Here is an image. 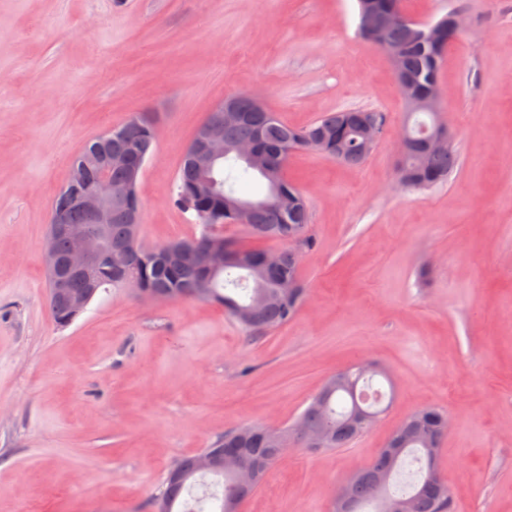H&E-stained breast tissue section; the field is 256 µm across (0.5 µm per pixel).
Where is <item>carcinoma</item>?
Listing matches in <instances>:
<instances>
[{
  "mask_svg": "<svg viewBox=\"0 0 512 512\" xmlns=\"http://www.w3.org/2000/svg\"><path fill=\"white\" fill-rule=\"evenodd\" d=\"M404 0H357L358 19L363 39L374 45L381 38V49L393 50L400 55L401 68L426 105L407 108L408 122L403 132L409 145L401 156L399 178L402 185L413 191H422L448 181L457 164V155L449 142L448 125L439 118L432 103L439 74L445 60L448 37L453 34L450 11L436 20L415 24L409 17L393 25L386 24L391 11L402 12ZM237 106L245 113L240 122L224 123V143L233 144L261 137L263 153L282 165H287L290 150L313 149L320 154L348 165L362 164L372 150L360 134V128L370 117L367 110L329 112L305 126H290L279 121L273 113L254 106L246 95L237 96ZM157 119L145 112L136 123L119 127V136L110 140L108 150L132 151L143 155L155 152ZM442 136V144L432 151L420 150V139L428 134ZM76 157L86 163L85 186L93 188L98 180L97 166L89 159L91 144ZM265 175L243 163L232 153L224 155L223 166L213 174L224 195L240 198L235 189L239 174ZM202 174L188 159L183 158L175 187V203L194 213L200 234L185 243L204 252L211 247H222L224 252L243 253L250 260L227 262L224 270L210 271L202 262L183 265L168 253L173 243L145 247L138 242L139 225L129 219L128 207H112V223L108 225V238L112 250L101 255L88 278H74L66 287L74 292L95 298L103 288H120L128 284L148 299L194 298L216 302L236 321L245 337L256 339L290 322L304 300L305 289L300 284V259L293 244L309 249L313 245L306 235L310 222L308 205L301 193L288 181L277 188L266 184L260 198L246 199L253 205L242 227L250 235L273 238L285 244L280 264L275 268L258 271L255 258L261 250L247 247L219 232L226 224L238 219L221 216V202L205 191ZM49 314L60 327L72 324L79 314L48 301ZM375 375L360 376L354 370L342 371L328 380L323 390L315 394L304 411L287 429L270 430L261 426H246L217 440L206 451L221 456L227 448L241 455L265 461L271 467L278 461L277 449L286 443L307 447V439L323 437L322 448H345L361 436L366 428L352 417L355 407L383 410L382 400L365 399V388L374 382ZM448 431L445 411L428 407L421 409L397 428L379 450L375 460L349 481L345 492L355 502L356 512H364L363 503L377 512L376 500L380 495L405 500L410 512H454V503L448 486L440 477L436 461L442 441ZM198 454L180 458L172 465L158 493L154 496L156 512H183L176 508L183 494L193 500V512H239L242 502L261 485L266 471L254 479L243 480L229 469L214 468L223 482L214 488L196 491L201 468ZM420 464L419 477L412 491L404 495L397 489V477L408 460Z\"/></svg>",
  "mask_w": 512,
  "mask_h": 512,
  "instance_id": "cac0c4a2",
  "label": "carcinoma"
}]
</instances>
